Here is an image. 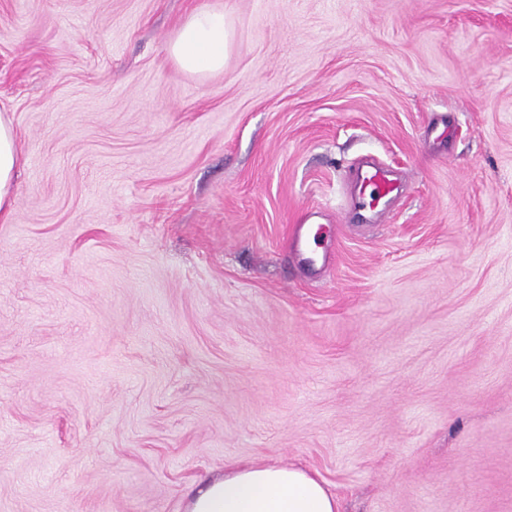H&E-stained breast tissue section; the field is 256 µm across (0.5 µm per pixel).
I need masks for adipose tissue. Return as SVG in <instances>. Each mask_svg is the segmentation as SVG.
I'll use <instances>...</instances> for the list:
<instances>
[{"instance_id":"adipose-tissue-1","label":"adipose tissue","mask_w":512,"mask_h":512,"mask_svg":"<svg viewBox=\"0 0 512 512\" xmlns=\"http://www.w3.org/2000/svg\"><path fill=\"white\" fill-rule=\"evenodd\" d=\"M227 52L224 13L192 14L168 43L187 73L223 68ZM19 152L11 126L0 119V218L14 209ZM186 512H339V502L314 474L296 466L237 464L203 487L189 489Z\"/></svg>"}]
</instances>
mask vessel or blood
Segmentation results:
<instances>
[{
    "instance_id": "1",
    "label": "vessel or blood",
    "mask_w": 512,
    "mask_h": 512,
    "mask_svg": "<svg viewBox=\"0 0 512 512\" xmlns=\"http://www.w3.org/2000/svg\"><path fill=\"white\" fill-rule=\"evenodd\" d=\"M348 179V207L367 221L383 220L390 199L401 191L400 178L390 167L378 162L351 167ZM320 217V212H308L291 240L294 258L309 269L325 267L329 261L328 256H317L312 249V226Z\"/></svg>"
}]
</instances>
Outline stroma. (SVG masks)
<instances>
[{
  "instance_id": "1",
  "label": "stroma",
  "mask_w": 512,
  "mask_h": 512,
  "mask_svg": "<svg viewBox=\"0 0 512 512\" xmlns=\"http://www.w3.org/2000/svg\"><path fill=\"white\" fill-rule=\"evenodd\" d=\"M0 118V512H185L249 462L512 512V0H0ZM366 157L405 184L379 224L340 205ZM227 38L220 10L192 14L168 43V53L187 73L203 75L224 67ZM19 160L13 130L0 118V218L9 217L14 209V178ZM322 216L318 211L308 212L303 219V224L296 226L291 240L294 258L307 269L323 268L330 259L327 252L321 257L319 255L315 257L312 249V241L315 244L316 238V233L312 236V226L317 224L318 219L323 218Z\"/></svg>"
}]
</instances>
